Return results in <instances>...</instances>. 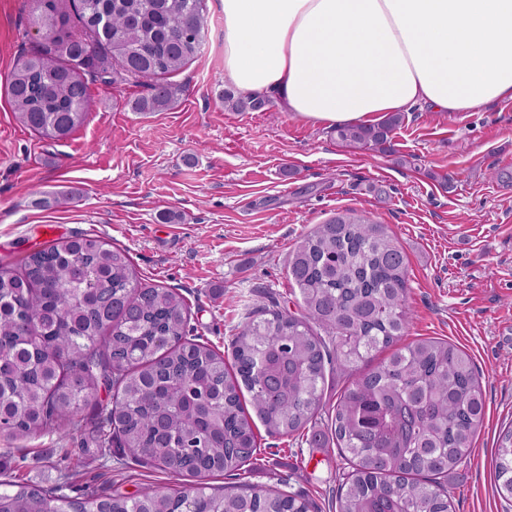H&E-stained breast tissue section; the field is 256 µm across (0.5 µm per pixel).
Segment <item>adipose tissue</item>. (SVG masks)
<instances>
[{
	"label": "adipose tissue",
	"mask_w": 512,
	"mask_h": 512,
	"mask_svg": "<svg viewBox=\"0 0 512 512\" xmlns=\"http://www.w3.org/2000/svg\"><path fill=\"white\" fill-rule=\"evenodd\" d=\"M224 80L324 128L512 100V0H221Z\"/></svg>",
	"instance_id": "ef3b65f1"
}]
</instances>
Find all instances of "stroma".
Segmentation results:
<instances>
[{"instance_id":"stroma-1","label":"stroma","mask_w":512,"mask_h":512,"mask_svg":"<svg viewBox=\"0 0 512 512\" xmlns=\"http://www.w3.org/2000/svg\"><path fill=\"white\" fill-rule=\"evenodd\" d=\"M34 0H0V268L75 234L127 249L139 280L177 289L190 325L219 352L258 297L301 313L288 254L314 225L349 210L387 224L408 258L412 310L403 343L437 338L466 351L481 373L487 415L468 462L449 476L454 512H512L494 486L499 435L512 426V101L476 112L417 107L390 134V149L348 148L331 129L270 104L236 112L221 99L220 0H207L198 57L174 81L165 112H135L142 80L91 83L86 123L61 141L14 117L3 85L18 58L44 38ZM66 205H56L58 197ZM97 414L77 420L88 463L67 474L64 434L0 435V480L33 486L67 479V495H136L189 479L152 466L102 462ZM338 448L310 449L263 436L246 480L208 478L216 489L266 488L289 478L315 512H336Z\"/></svg>"}]
</instances>
